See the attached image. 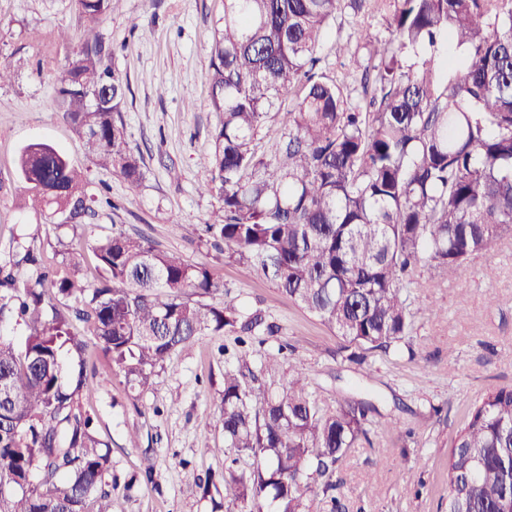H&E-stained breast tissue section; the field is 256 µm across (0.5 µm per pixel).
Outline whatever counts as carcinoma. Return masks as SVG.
Listing matches in <instances>:
<instances>
[{
    "label": "carcinoma",
    "mask_w": 512,
    "mask_h": 512,
    "mask_svg": "<svg viewBox=\"0 0 512 512\" xmlns=\"http://www.w3.org/2000/svg\"><path fill=\"white\" fill-rule=\"evenodd\" d=\"M363 0H224L208 82L223 122L204 191L224 202L207 231L224 254L271 277L288 298L334 330L362 364L411 334L406 285L417 268L457 276L512 233V0H383L389 37L370 40L372 66L354 60L369 110L313 72L329 23ZM87 28L56 91L57 105L92 162L130 185L142 178L121 112L129 84L108 65L95 27L112 0H75ZM421 52L413 65L404 52ZM296 90L294 130L273 160L253 140L279 99ZM103 105H90L92 96ZM28 208L60 227L95 215L84 174L45 141L16 160ZM46 262L16 243L0 262V512H112L104 475L111 448L83 406L89 348L147 391L170 356L201 336L234 335L243 349L224 372L220 422L224 495L243 512H307L332 494L350 449L368 437L374 403L324 407L299 370L273 391L253 371L250 346L277 327L221 291L211 270L116 230L84 250L57 239ZM283 347L260 353L261 372L282 368ZM447 512H512V387L470 408L448 452Z\"/></svg>",
    "instance_id": "cac0c4a2"
}]
</instances>
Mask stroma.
Masks as SVG:
<instances>
[{"instance_id":"1","label":"stroma","mask_w":512,"mask_h":512,"mask_svg":"<svg viewBox=\"0 0 512 512\" xmlns=\"http://www.w3.org/2000/svg\"><path fill=\"white\" fill-rule=\"evenodd\" d=\"M223 14L224 0H112L99 31L112 47V68L130 87L121 115L144 174L134 187L92 165L55 103L71 50L60 35L78 36L84 26L73 0H0V66L26 62L0 84V256L11 252L20 233L34 237L45 257L53 255L58 231L25 207L15 168L21 148L49 142L85 170L89 193L104 200L89 221L88 238L117 226L208 266L224 283L223 299L240 298L265 311L278 328L270 345L287 347L285 370H301L325 407L348 396L376 405L367 439L350 450L337 475L345 512H445L452 436L487 389L512 386V236L471 259L454 279L438 282L417 269L409 286L410 345L370 354L373 375L363 378L334 331L261 272L244 270L207 241L206 225L224 216L222 201L200 189L209 177L201 160L212 152L222 119L212 108L207 75ZM368 35H389L378 0L339 12L318 52L319 73L342 87L352 107L364 99L361 73L335 44L349 43L365 58ZM292 108L286 98L269 112L256 137L259 157H273ZM173 170L178 179L170 178ZM492 295L501 306L489 305ZM236 349L234 336H205L172 355L153 390L135 393L116 374L84 399L112 450L105 476L112 512H240L231 499L200 488L208 473L224 470L216 454L224 445L219 405ZM133 433L135 447L128 442ZM147 457L156 464L150 482L140 477Z\"/></svg>"}]
</instances>
